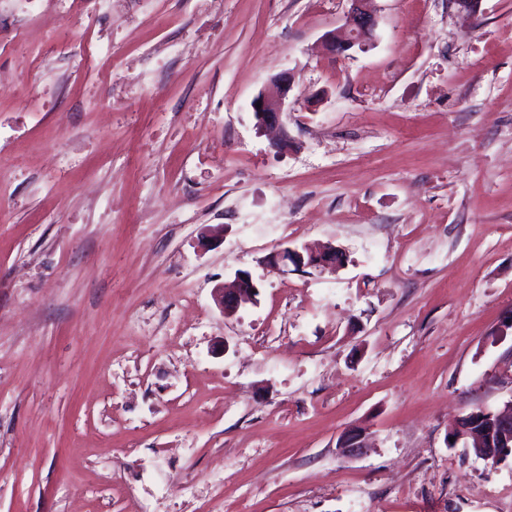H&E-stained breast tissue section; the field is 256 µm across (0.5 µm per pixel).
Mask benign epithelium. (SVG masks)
Segmentation results:
<instances>
[{"instance_id":"obj_1","label":"benign epithelium","mask_w":512,"mask_h":512,"mask_svg":"<svg viewBox=\"0 0 512 512\" xmlns=\"http://www.w3.org/2000/svg\"><path fill=\"white\" fill-rule=\"evenodd\" d=\"M350 2L343 34L338 35L332 31L325 36L326 49L332 54L362 45L377 25L375 14L368 7L370 0ZM271 83L272 93H261L254 99V102L261 103V107H253L254 118L258 129L273 133L270 148L282 152L291 144V137L282 123V114L292 90V78L289 72L283 71L275 75ZM272 260L284 265L290 263L296 268L336 267L342 265L343 253L334 247L321 252L285 247L276 251ZM258 295L259 287L247 271L237 272L231 287L219 286L214 293L218 307L226 316L233 315L245 304L257 303ZM452 436L457 442L472 440L476 454L493 464L512 457V401L502 410L484 408L480 412L472 411L459 418Z\"/></svg>"}]
</instances>
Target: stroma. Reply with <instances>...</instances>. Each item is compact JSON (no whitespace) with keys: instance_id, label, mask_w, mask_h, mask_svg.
I'll return each instance as SVG.
<instances>
[{"instance_id":"1","label":"stroma","mask_w":512,"mask_h":512,"mask_svg":"<svg viewBox=\"0 0 512 512\" xmlns=\"http://www.w3.org/2000/svg\"><path fill=\"white\" fill-rule=\"evenodd\" d=\"M372 6L0 0V512H512V0ZM349 1L351 7L346 16L343 34L336 35L334 30L325 36L326 49L332 54L345 52L355 45L362 46L377 25L375 14L368 7L372 0ZM271 83V94L261 93L254 99L253 114L258 129L274 134L270 139V148L282 152L287 150L292 142L282 123V114L292 90V78L289 72L283 71L275 75ZM257 102H261V108L257 107ZM272 260L277 263L288 265L292 264L296 268L320 267V266H341L343 262V253L336 247H329L321 252H312L308 250L299 251L285 247L276 251ZM259 287L252 275L246 271H239L230 288L219 286L215 289V301L225 316H231L245 304H256ZM481 409L459 418L453 442L472 439L477 455L498 464L512 457V400L502 410ZM479 425L484 427L475 429Z\"/></svg>"}]
</instances>
